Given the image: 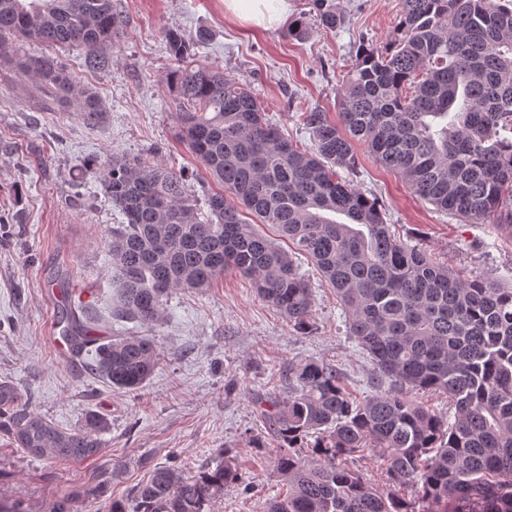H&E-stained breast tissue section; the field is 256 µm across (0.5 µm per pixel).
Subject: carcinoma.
Returning <instances> with one entry per match:
<instances>
[{"label": "carcinoma", "instance_id": "carcinoma-1", "mask_svg": "<svg viewBox=\"0 0 512 512\" xmlns=\"http://www.w3.org/2000/svg\"><path fill=\"white\" fill-rule=\"evenodd\" d=\"M313 4L323 27L341 24L325 0ZM123 23L114 0H0L1 44L21 37L80 46L92 72L108 67ZM165 38L174 60L191 55L180 31ZM18 65L86 120L105 112L54 57ZM170 76L185 103L181 138L223 190L208 196L211 218L202 220L183 176L158 160L114 155L85 169L123 216L108 240L113 315L154 324L169 293L203 292L234 270L308 335L314 298L293 259L301 254L335 291L349 335L373 364L371 393L358 401L335 367L314 359L288 364L287 398L260 400L279 443L273 467L288 486L267 512H427L428 504L512 512V284L464 279L397 239L378 201L337 172L356 169L357 140L436 208L512 228V0H400L389 42L357 50L339 122L320 111L300 115L309 148L219 68L187 66ZM78 311L69 302L60 309L76 355L93 345L89 370L116 388H142L158 363L154 343L105 341L91 327L97 319ZM411 389L447 396L453 418L414 403ZM19 401L17 387L0 382V432L13 447L72 460L99 452L103 418L65 431ZM366 454L384 467V485L353 466ZM239 476L229 450L193 474L158 466L131 499L113 500L112 512H210Z\"/></svg>", "mask_w": 512, "mask_h": 512}]
</instances>
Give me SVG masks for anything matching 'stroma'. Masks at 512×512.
<instances>
[{
  "mask_svg": "<svg viewBox=\"0 0 512 512\" xmlns=\"http://www.w3.org/2000/svg\"><path fill=\"white\" fill-rule=\"evenodd\" d=\"M328 2L344 17L333 31L319 25L312 0H288L289 19L307 23L298 40L283 24L264 30L242 23L225 12L224 0H118L125 26L106 71L83 69L79 48L55 52L77 85L102 101L105 112L93 125L17 67L19 57L46 53L43 43L0 47V381L60 428H77L91 414L108 424L99 453L84 461L32 458L0 433V498L22 501L27 512H53L65 497L71 512H110L155 467L193 471L228 449L242 480L225 487L211 512H265L284 485L258 398L285 397L283 374L301 359L336 366L353 397L368 394L372 363L349 336L334 291L303 257L298 268L314 295L308 336L232 270L204 292H171L157 323L114 318L117 287L105 240L122 216L84 176L89 163L109 155L154 157L185 174L190 198L207 212L219 186L179 136L180 101L166 80L176 67L164 38L170 29L195 40L190 64L221 68L256 94L286 135L310 145L300 113L336 118L352 56L360 44L385 45L400 13L399 0ZM355 151L349 179L378 199L397 238L461 277L512 283L511 231L492 218L472 224L435 210L363 145ZM62 281L75 304L98 316L100 336L154 341L159 361L140 390L112 387L60 356L51 325Z\"/></svg>",
  "mask_w": 512,
  "mask_h": 512,
  "instance_id": "35a3bbf8",
  "label": "stroma"
}]
</instances>
